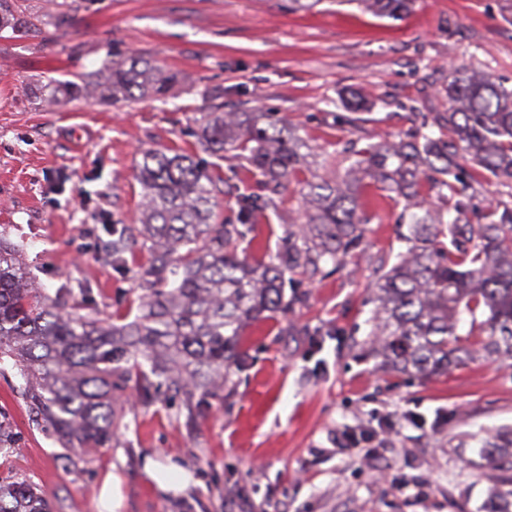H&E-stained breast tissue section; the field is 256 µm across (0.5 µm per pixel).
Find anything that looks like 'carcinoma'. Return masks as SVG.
<instances>
[{"instance_id": "carcinoma-1", "label": "carcinoma", "mask_w": 512, "mask_h": 512, "mask_svg": "<svg viewBox=\"0 0 512 512\" xmlns=\"http://www.w3.org/2000/svg\"><path fill=\"white\" fill-rule=\"evenodd\" d=\"M415 0H360L364 10L400 18ZM183 76L141 58L106 65L98 74L55 88L68 101L131 104L163 101ZM449 108L422 118L413 133L384 138L360 150L342 169L325 168L301 180L308 148L276 111L203 113L196 146L245 160L248 172L277 193L301 186L304 222L290 225L288 256L257 261L236 250L242 230L215 213L216 181L187 152L151 149L141 155L142 201L137 234L110 228L107 260L123 264L139 244L150 251L142 270L148 292L133 318L82 315L29 287L18 247L0 236V364L24 379L37 420L64 448L63 466L112 447L122 426L119 394L142 402L166 388L181 399L186 424L206 418L209 400L230 394L248 365L249 327L285 314L286 273L300 268L311 281L324 264L345 263L363 237V192L372 184L396 194L411 210L406 249L379 278L368 346L381 365L427 377L480 352L512 359V202L490 207L484 224L465 220L468 163L512 197V87L477 73L453 75ZM438 190L440 205L419 202L423 185ZM466 334L458 333L463 317ZM481 458L507 473L485 512H512V428L477 441ZM0 512H51L26 481L0 480Z\"/></svg>"}]
</instances>
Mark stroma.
I'll use <instances>...</instances> for the list:
<instances>
[{
  "mask_svg": "<svg viewBox=\"0 0 512 512\" xmlns=\"http://www.w3.org/2000/svg\"><path fill=\"white\" fill-rule=\"evenodd\" d=\"M22 20L0 31V234L18 245L35 285L86 289L83 313L134 311L147 248L115 268L106 229L137 226L143 151H193L214 93L224 107L285 115L312 152L305 176L349 147L414 129L448 109L453 72L481 69L512 86V0H416L393 20L355 0H13ZM137 53L180 72L166 102L132 107L61 102L55 86ZM368 93L371 111L343 103ZM226 178L215 197L225 223L238 198L270 191L235 161L209 154ZM237 243L254 259L283 255L304 201L275 196ZM360 246L320 280L295 274L301 299L247 333L251 360L234 394L211 402L193 430L176 402L127 406L111 448L63 470L62 450L33 420L24 380L0 367V477L40 489L54 512H103L106 475L120 481L117 512H481L497 477L462 433L512 426V362L481 357L416 379L379 367L364 342L380 263H394L408 225L403 203L372 187ZM366 432L362 452L345 434ZM181 468L185 489L144 471Z\"/></svg>",
  "mask_w": 512,
  "mask_h": 512,
  "instance_id": "stroma-1",
  "label": "stroma"
}]
</instances>
